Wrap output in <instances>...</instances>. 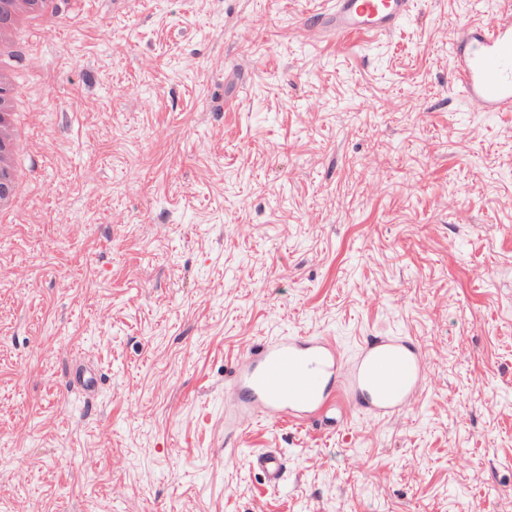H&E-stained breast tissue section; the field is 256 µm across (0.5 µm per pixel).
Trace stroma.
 <instances>
[{
  "label": "stroma",
  "mask_w": 512,
  "mask_h": 512,
  "mask_svg": "<svg viewBox=\"0 0 512 512\" xmlns=\"http://www.w3.org/2000/svg\"><path fill=\"white\" fill-rule=\"evenodd\" d=\"M327 0H60L0 223V512H500L512 496V112L448 91L460 27L304 33ZM417 339V406L224 449L252 342ZM95 369L94 398L73 387ZM138 416H130V405ZM288 459L275 489L247 458Z\"/></svg>",
  "instance_id": "obj_1"
}]
</instances>
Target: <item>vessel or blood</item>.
Listing matches in <instances>:
<instances>
[{
	"label": "vessel or blood",
	"instance_id": "vessel-or-blood-1",
	"mask_svg": "<svg viewBox=\"0 0 512 512\" xmlns=\"http://www.w3.org/2000/svg\"><path fill=\"white\" fill-rule=\"evenodd\" d=\"M414 0H330L322 13L303 18V28L328 39L379 38L411 14ZM450 86L469 108L512 112V11L476 20L455 41ZM328 336H278L249 345L230 368L237 410L224 436L234 449L239 428L256 417L297 426L329 424L336 406L377 421L406 411L431 380L419 343L407 336H373L361 342L348 370ZM250 468L265 486L278 487L287 458L266 448L250 455Z\"/></svg>",
	"mask_w": 512,
	"mask_h": 512
}]
</instances>
